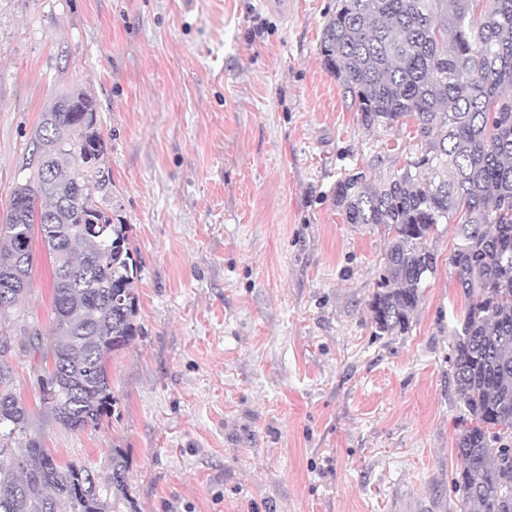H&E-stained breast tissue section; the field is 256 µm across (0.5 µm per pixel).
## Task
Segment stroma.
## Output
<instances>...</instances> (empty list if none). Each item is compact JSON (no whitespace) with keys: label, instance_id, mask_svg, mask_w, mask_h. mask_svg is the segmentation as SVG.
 <instances>
[{"label":"stroma","instance_id":"stroma-1","mask_svg":"<svg viewBox=\"0 0 512 512\" xmlns=\"http://www.w3.org/2000/svg\"><path fill=\"white\" fill-rule=\"evenodd\" d=\"M289 3L0 0V215L42 112L81 89L112 179L95 199L140 261L110 421L72 431L42 409L44 363L23 348L50 323L39 244L0 326L14 387L59 463L102 472L122 449L132 512H460L454 227L430 238L408 331L376 335L389 239L345 223L333 188L344 166L375 182L402 167L417 126L365 130L319 53L335 0Z\"/></svg>","mask_w":512,"mask_h":512}]
</instances>
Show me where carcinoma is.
I'll list each match as a JSON object with an SVG mask.
<instances>
[{"mask_svg":"<svg viewBox=\"0 0 512 512\" xmlns=\"http://www.w3.org/2000/svg\"><path fill=\"white\" fill-rule=\"evenodd\" d=\"M319 51L363 128L417 124L415 160L378 184L362 169L340 173L334 202L346 223L391 234L368 303L378 336L408 330L437 270L431 231L456 225L451 265L467 306L452 331L454 382L474 423L458 435L452 486L460 512H512V0H336ZM32 145L42 166L15 186L0 222V316L30 288L38 233L52 263L51 322L30 333L51 360L41 401L83 431L111 418L109 360L140 331L137 249L95 200L111 180L91 96L55 98ZM9 351L1 335L0 512H121V449L105 473L60 465L29 431Z\"/></svg>","mask_w":512,"mask_h":512,"instance_id":"cac0c4a2","label":"carcinoma"}]
</instances>
